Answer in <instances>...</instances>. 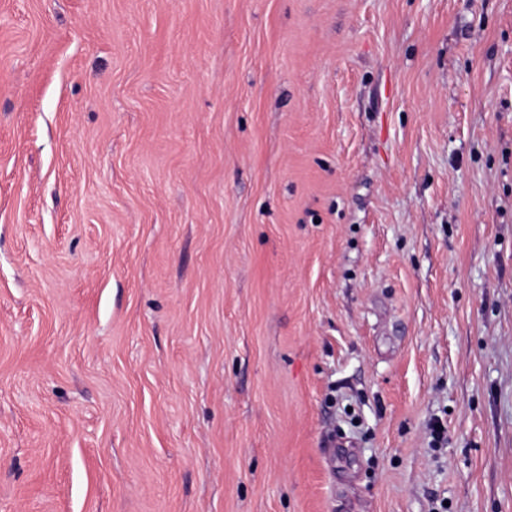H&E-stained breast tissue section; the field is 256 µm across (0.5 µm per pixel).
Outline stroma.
Here are the masks:
<instances>
[{
    "mask_svg": "<svg viewBox=\"0 0 512 512\" xmlns=\"http://www.w3.org/2000/svg\"><path fill=\"white\" fill-rule=\"evenodd\" d=\"M0 512H512V0H0Z\"/></svg>",
    "mask_w": 512,
    "mask_h": 512,
    "instance_id": "stroma-1",
    "label": "stroma"
}]
</instances>
